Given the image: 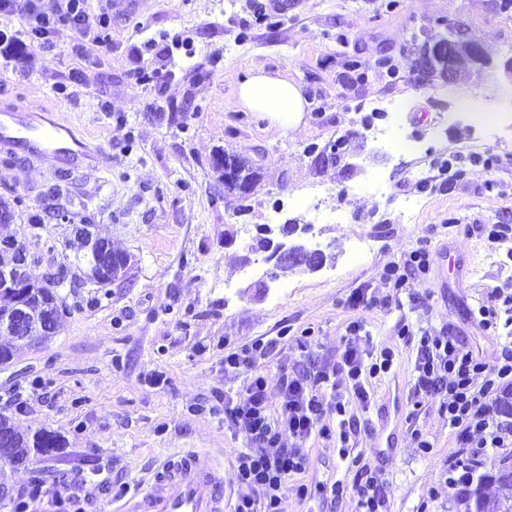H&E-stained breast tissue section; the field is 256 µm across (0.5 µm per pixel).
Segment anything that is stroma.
I'll use <instances>...</instances> for the list:
<instances>
[{
  "label": "stroma",
  "instance_id": "35a3bbf8",
  "mask_svg": "<svg viewBox=\"0 0 512 512\" xmlns=\"http://www.w3.org/2000/svg\"><path fill=\"white\" fill-rule=\"evenodd\" d=\"M288 0L287 8L257 19L251 0H150L129 13L125 0H110L112 46H92L70 28L54 35L53 51L23 47L0 71V101L28 109L48 107L86 128L105 154L108 168L88 170L68 183L99 236L130 254L127 278L97 286L67 278L58 292L70 309L56 335L36 347L19 348L12 365L0 366V412L16 431H53L65 438L59 451L41 456L36 469L9 474L10 490L27 486L33 472L53 480L83 477L93 500L87 512H111L99 478L143 491L165 459L187 449L232 467L246 442L224 425V391L242 381L224 373L226 345L259 337H282L266 361L268 393L279 402L282 367L302 359L296 339L309 332L316 354L334 360L359 322L362 349H392L391 371L371 383L369 410L350 403L362 426L355 453L391 483V512H416L429 488L439 498L430 512H456L444 483L454 432L437 406L414 409L411 394L416 350L399 334L452 332L487 365L512 328L488 330L478 310L512 293V253L490 245L481 233L512 215V133L490 138L470 120L443 122L454 94L473 95L472 109L493 112L512 89L499 69L512 58V11L493 0ZM467 27L487 65L475 66L451 86L418 85L410 69L415 44L443 20ZM180 36L167 58L148 52L147 41ZM391 58L396 77L376 70ZM369 64L365 78H352L346 63ZM165 65L161 83L143 85L137 69ZM261 64L299 84L309 103L308 124L284 135L266 120L243 111L237 85ZM79 68V96H57L59 74ZM210 72L196 82L195 71ZM185 115H174L177 107ZM391 136L373 137V126ZM348 141L336 164H318L308 148L337 138ZM248 159L260 175L247 199L225 191L211 166L216 151ZM425 171L419 181L415 171ZM52 181L43 166H0V200L12 203L15 219L0 226L35 253L34 275L75 267L85 250L72 225L45 218L33 228L28 215L43 209ZM406 197L421 201L413 223L400 219ZM308 225L295 234L327 255L313 272L281 277L267 291L266 254L257 244L261 224ZM363 240L372 248L353 257ZM427 244L438 261L406 288L385 287L388 265L403 264ZM380 298L377 306L351 303L359 292ZM399 391L404 412L393 449L379 445V410ZM420 427L432 457L411 444ZM309 458L282 492L291 512H357L353 496L333 503L299 498L300 485L351 481L353 473L335 441H308Z\"/></svg>",
  "mask_w": 512,
  "mask_h": 512
}]
</instances>
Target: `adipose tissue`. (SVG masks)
<instances>
[{
    "instance_id": "adipose-tissue-1",
    "label": "adipose tissue",
    "mask_w": 512,
    "mask_h": 512,
    "mask_svg": "<svg viewBox=\"0 0 512 512\" xmlns=\"http://www.w3.org/2000/svg\"><path fill=\"white\" fill-rule=\"evenodd\" d=\"M241 105L267 119L283 132H295L305 125L308 102L297 84L272 75L263 66H252L238 85Z\"/></svg>"
}]
</instances>
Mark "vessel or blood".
Wrapping results in <instances>:
<instances>
[{"label":"vessel or blood","mask_w":512,"mask_h":512,"mask_svg":"<svg viewBox=\"0 0 512 512\" xmlns=\"http://www.w3.org/2000/svg\"><path fill=\"white\" fill-rule=\"evenodd\" d=\"M0 151L46 166L55 177L99 168L103 162L94 139L54 109L32 112L0 106ZM401 412L399 397L389 398L381 419L387 446H394ZM116 512H224V470L189 450L161 463L147 487Z\"/></svg>","instance_id":"1"}]
</instances>
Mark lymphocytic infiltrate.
<instances>
[{"label": "lymphocytic infiltrate", "mask_w": 512, "mask_h": 512, "mask_svg": "<svg viewBox=\"0 0 512 512\" xmlns=\"http://www.w3.org/2000/svg\"><path fill=\"white\" fill-rule=\"evenodd\" d=\"M0 14L18 18L28 33L47 36L67 26L82 33L93 46L112 44V18L93 0H0ZM276 339L256 338L224 354L225 374L243 377L241 389L224 394V422L247 438L236 455L234 481L242 487L234 512H288L281 487L304 470L311 437L336 438L338 455L355 470L352 482L320 486L331 500L357 499L358 512H390V483L381 471L363 462L350 444L356 419L348 417L340 393L349 387L361 407H369V381L390 372L394 353L382 349L365 359L356 343H348L336 361H306L282 369L281 400L271 405L263 362ZM415 406L435 403L461 446L449 456L445 482L449 487L473 481L488 451L512 447V416L500 413L497 392L512 380V343L501 347L497 363L487 367L458 337L422 333L415 343Z\"/></svg>", "instance_id": "1"}]
</instances>
